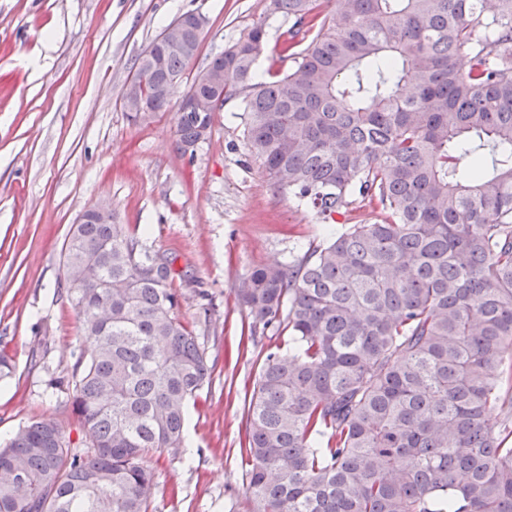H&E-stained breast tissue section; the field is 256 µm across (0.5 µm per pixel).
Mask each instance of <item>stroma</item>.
<instances>
[{
	"instance_id": "stroma-1",
	"label": "stroma",
	"mask_w": 512,
	"mask_h": 512,
	"mask_svg": "<svg viewBox=\"0 0 512 512\" xmlns=\"http://www.w3.org/2000/svg\"><path fill=\"white\" fill-rule=\"evenodd\" d=\"M265 0H0V441L57 422L74 448L89 439L67 383L91 347L63 287V251L79 213L111 202L119 223L172 257L179 314L214 366L189 406L184 447L150 451L149 512H245L240 454L258 366L273 333L250 334L237 290L255 269L301 257L327 232L316 211L275 189L248 158L233 105L214 113L194 155L176 143L178 104L209 57L266 20L259 73L278 69L288 24ZM202 11L200 52L166 112L131 124L123 90L142 50L175 17Z\"/></svg>"
}]
</instances>
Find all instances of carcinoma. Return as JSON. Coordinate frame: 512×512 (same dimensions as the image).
Segmentation results:
<instances>
[{
  "instance_id": "obj_1",
  "label": "carcinoma",
  "mask_w": 512,
  "mask_h": 512,
  "mask_svg": "<svg viewBox=\"0 0 512 512\" xmlns=\"http://www.w3.org/2000/svg\"><path fill=\"white\" fill-rule=\"evenodd\" d=\"M267 0L291 62L265 80L261 20L192 82L178 147L241 110L271 184L340 224L238 289L268 350L247 409L248 512H512V0ZM139 55L143 123L198 57ZM148 111L142 112L140 108ZM379 210L347 223L350 197ZM121 224L73 225L67 298L92 348L67 386L90 448L41 420L0 446V512H148L212 367L177 314L172 260ZM105 281L107 288L96 283Z\"/></svg>"
}]
</instances>
